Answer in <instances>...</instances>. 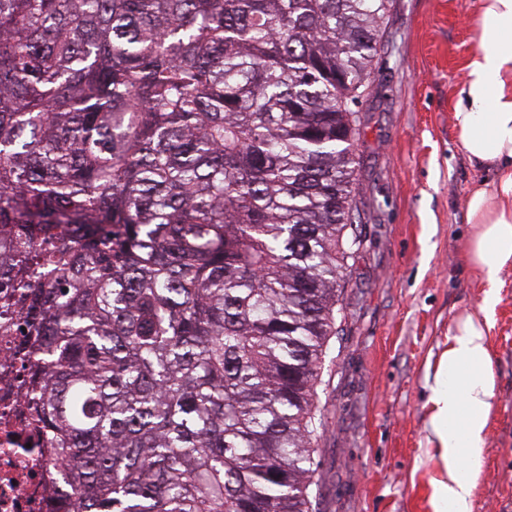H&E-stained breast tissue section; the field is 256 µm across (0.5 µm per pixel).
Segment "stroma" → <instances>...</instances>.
Instances as JSON below:
<instances>
[{
    "mask_svg": "<svg viewBox=\"0 0 512 512\" xmlns=\"http://www.w3.org/2000/svg\"><path fill=\"white\" fill-rule=\"evenodd\" d=\"M478 0H394L375 81L355 106L357 244L321 369L315 512H435L448 473L431 389L457 318L484 288L467 263L470 163L453 112L477 49ZM487 339L495 386L471 512H512V267Z\"/></svg>",
    "mask_w": 512,
    "mask_h": 512,
    "instance_id": "35a3bbf8",
    "label": "stroma"
}]
</instances>
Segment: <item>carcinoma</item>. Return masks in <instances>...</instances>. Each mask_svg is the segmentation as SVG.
Here are the masks:
<instances>
[{
  "instance_id": "obj_1",
  "label": "carcinoma",
  "mask_w": 512,
  "mask_h": 512,
  "mask_svg": "<svg viewBox=\"0 0 512 512\" xmlns=\"http://www.w3.org/2000/svg\"><path fill=\"white\" fill-rule=\"evenodd\" d=\"M394 0H0V299L53 512H312Z\"/></svg>"
}]
</instances>
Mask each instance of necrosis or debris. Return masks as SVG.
Returning <instances> with one entry per match:
<instances>
[{"label":"necrosis or debris","instance_id":"necrosis-or-debris-1","mask_svg":"<svg viewBox=\"0 0 512 512\" xmlns=\"http://www.w3.org/2000/svg\"><path fill=\"white\" fill-rule=\"evenodd\" d=\"M20 341L0 332V512H49L56 468L45 437L22 414L27 363L16 354Z\"/></svg>","mask_w":512,"mask_h":512}]
</instances>
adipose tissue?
<instances>
[{
	"label": "adipose tissue",
	"mask_w": 512,
	"mask_h": 512,
	"mask_svg": "<svg viewBox=\"0 0 512 512\" xmlns=\"http://www.w3.org/2000/svg\"><path fill=\"white\" fill-rule=\"evenodd\" d=\"M480 50L467 63L454 123L472 164L493 171L497 188H475L467 215L475 227L466 260L484 282L481 315H461L438 372L431 424L449 482L436 512H470L473 470L486 443L494 390L487 344V314L499 302L502 270L512 263V0H480Z\"/></svg>",
	"instance_id": "obj_1"
}]
</instances>
